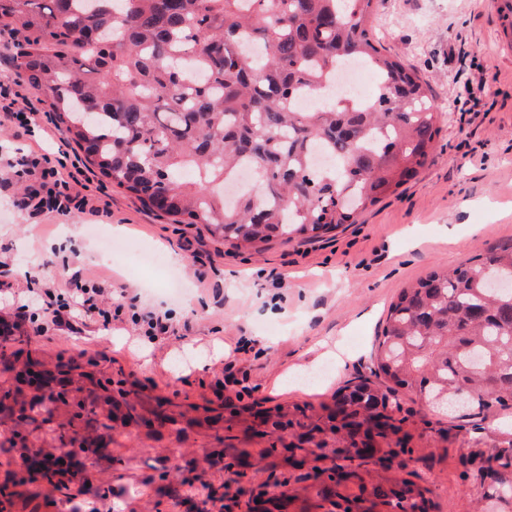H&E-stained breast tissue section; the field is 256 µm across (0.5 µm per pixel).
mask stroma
<instances>
[{
	"mask_svg": "<svg viewBox=\"0 0 512 512\" xmlns=\"http://www.w3.org/2000/svg\"><path fill=\"white\" fill-rule=\"evenodd\" d=\"M505 0H378L374 34L388 52L429 80L442 110L437 148L420 174L398 194L366 211L358 223L319 240H272L260 251H236L203 225L174 224L145 208L123 188L90 173L89 194L109 203L103 225L120 256L87 258L94 240L78 221L34 219L16 200L25 182L0 186V286L45 287L82 276L107 281L111 299H136L139 308L169 313L175 325L192 321L184 338L150 343L130 324H91L35 335L14 329L7 352L17 353L14 373H0V432L58 447L60 431L77 427L100 437L97 452L80 454L90 478L85 501L70 503L65 490L37 480L19 484L22 464L0 466V512H94L101 501L114 512H239L236 484L224 465L232 451L252 453L247 471L260 484L268 471L287 480L291 500L279 512H316L300 470L288 466L287 446L298 425L264 434L246 430L244 410L292 403L330 402L336 388L376 369L375 348L390 303L403 288L437 268H452L491 246L512 244V35L503 29ZM484 78L478 117L463 112L456 96L469 76ZM74 144L44 136H15L0 127V154L57 158ZM123 233H114V226ZM73 241L59 252L56 241ZM200 243L180 273L192 290L185 301L166 298L146 284L133 241L161 254L182 253L185 240ZM214 264L208 288L194 287V272ZM251 350L248 390L224 387V363L237 339ZM72 363L52 420L31 421L21 408L33 395L15 372L58 375ZM408 448L403 477L429 487L438 512H475L477 470L493 450L505 411L485 424L449 419L400 393ZM111 421H104V412ZM164 420H157V413Z\"/></svg>",
	"mask_w": 512,
	"mask_h": 512,
	"instance_id": "stroma-1",
	"label": "stroma"
}]
</instances>
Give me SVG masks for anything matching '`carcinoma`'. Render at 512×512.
<instances>
[{"mask_svg": "<svg viewBox=\"0 0 512 512\" xmlns=\"http://www.w3.org/2000/svg\"><path fill=\"white\" fill-rule=\"evenodd\" d=\"M377 0H0V25L23 35L14 59L84 164L175 224H202L231 247L311 239L355 224L407 184L436 148L441 113L430 83L368 24ZM360 62L380 79L367 105L296 110L289 99ZM260 191L229 204L224 183L242 167ZM512 245L490 247L403 289L376 350L383 381H345L308 425L346 452L313 468L320 507L349 512L371 497L388 512H431L428 487L382 470L350 498L340 487L382 452H406L398 392L431 411L512 409ZM305 415L258 411L261 423ZM497 477L483 512H512V432L497 438Z\"/></svg>", "mask_w": 512, "mask_h": 512, "instance_id": "1", "label": "carcinoma"}]
</instances>
